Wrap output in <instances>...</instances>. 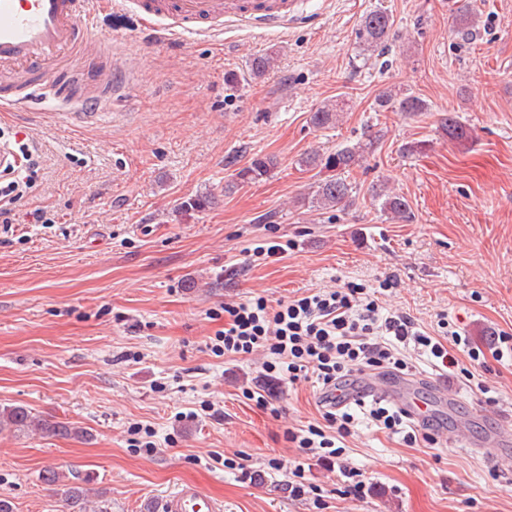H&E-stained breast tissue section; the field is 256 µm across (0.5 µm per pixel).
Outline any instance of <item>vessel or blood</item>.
Segmentation results:
<instances>
[{
    "instance_id": "vessel-or-blood-1",
    "label": "vessel or blood",
    "mask_w": 512,
    "mask_h": 512,
    "mask_svg": "<svg viewBox=\"0 0 512 512\" xmlns=\"http://www.w3.org/2000/svg\"><path fill=\"white\" fill-rule=\"evenodd\" d=\"M129 5L155 43L216 35L228 26L285 28L299 16L296 0H0V110L38 105L76 124L94 123L112 97L129 93L142 65L120 54L105 70L79 71L74 62L102 50L92 34L99 15ZM424 388L433 401L420 398ZM319 398L332 409L382 398L428 425L449 402L436 381L395 373L330 385ZM160 512H224V506L184 484L163 500Z\"/></svg>"
}]
</instances>
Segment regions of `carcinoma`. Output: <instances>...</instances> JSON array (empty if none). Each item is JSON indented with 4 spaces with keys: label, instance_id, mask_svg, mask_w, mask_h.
I'll return each instance as SVG.
<instances>
[{
    "label": "carcinoma",
    "instance_id": "cac0c4a2",
    "mask_svg": "<svg viewBox=\"0 0 512 512\" xmlns=\"http://www.w3.org/2000/svg\"><path fill=\"white\" fill-rule=\"evenodd\" d=\"M393 22L383 10L377 9L366 14L359 27V42L368 55H373L390 37ZM377 105L381 108L398 107L402 112L418 113L427 109L425 102L413 95L400 96L391 90L383 92ZM343 107L339 104L326 103L312 113L311 122L317 128H327L335 125L340 119ZM439 129L450 139L466 142L470 139L469 130L462 125L454 113L450 112L440 118ZM368 149V144L357 142L345 145L336 152L326 156L312 153L302 163L309 169H317L324 174L311 186V207L317 210H327L346 203L352 194L351 184L343 178V174L356 165ZM277 162L271 156H257L251 163L238 169L235 179L224 186L230 191L240 184L251 183L263 179L276 168ZM374 196L381 200L382 210L392 218L405 220L409 217L407 199L399 194L391 193L379 186L373 188ZM28 433L42 431L46 434L74 436L81 438L84 431L67 423L43 418L25 406H10L0 410V431ZM41 481L48 485L62 486V496L68 507V512H87L90 507L89 495L91 489L85 487L88 480L81 482L70 479L69 475L54 467L43 470Z\"/></svg>",
    "mask_w": 512,
    "mask_h": 512
}]
</instances>
